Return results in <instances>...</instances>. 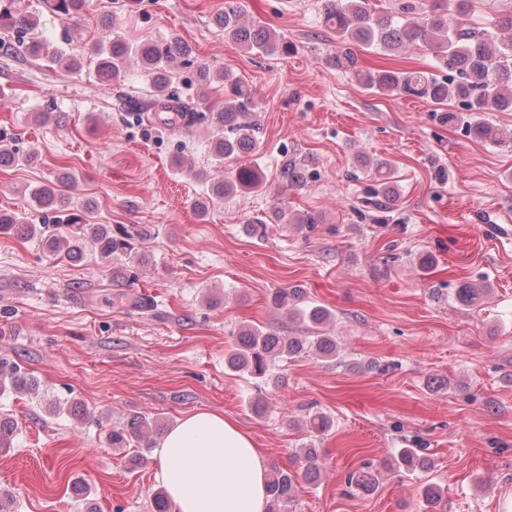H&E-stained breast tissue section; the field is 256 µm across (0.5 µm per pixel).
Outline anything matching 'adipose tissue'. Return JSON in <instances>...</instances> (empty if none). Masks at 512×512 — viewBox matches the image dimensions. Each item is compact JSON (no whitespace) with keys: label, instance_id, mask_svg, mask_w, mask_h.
<instances>
[{"label":"adipose tissue","instance_id":"obj_1","mask_svg":"<svg viewBox=\"0 0 512 512\" xmlns=\"http://www.w3.org/2000/svg\"><path fill=\"white\" fill-rule=\"evenodd\" d=\"M156 458V476L176 512H266L261 450L224 414L185 416L163 435Z\"/></svg>","mask_w":512,"mask_h":512}]
</instances>
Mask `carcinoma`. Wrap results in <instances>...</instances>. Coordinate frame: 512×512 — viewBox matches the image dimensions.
<instances>
[{
    "label": "carcinoma",
    "instance_id": "1",
    "mask_svg": "<svg viewBox=\"0 0 512 512\" xmlns=\"http://www.w3.org/2000/svg\"><path fill=\"white\" fill-rule=\"evenodd\" d=\"M51 12L66 19L85 16L89 0H43ZM469 0H434L428 7L420 8L412 0L399 4L387 12L369 8V0H321V18L325 28L336 34V51L328 58L329 65L344 71L364 89L377 94L395 97L412 96L441 106V118L446 122L461 120L459 113H468L464 121L467 133L476 138L499 143L498 128L483 119L487 112H512V12L494 20L499 34L485 38L471 28L466 20ZM214 21L224 30V36L246 52L267 56H284L290 45L285 39L263 25L243 19L240 6L227 0L224 10ZM39 17L22 12L15 7V0H0V31L4 37L0 45L6 48L0 54L9 56L17 48L33 57H48L58 65L77 70L81 61L67 56L59 49H50L44 42L31 38L38 26ZM374 49L383 55H396L412 46L427 49L434 57L445 62L449 75L438 78L424 69H369L361 65L353 47ZM87 54L95 61V73L102 80L119 77L130 62L139 64L150 81L154 100L144 106L128 102L133 112H151L161 125L175 129L181 125L205 123L212 128L210 156L213 173L196 171L191 163L179 159L175 165L198 180H209L208 199L198 201L195 211L203 216L210 202L234 194L244 185H257L258 177L252 167L240 168L233 177H218L224 157L249 154L258 144L256 124L247 113L255 105L251 85L239 76L195 60L190 45L180 39H148L135 45L115 33L107 43H93ZM193 68L192 77L199 85L219 82L224 88V107L217 112L205 113L193 102L172 90L173 71L178 67ZM36 155L20 146L17 135L0 128V167L31 164ZM374 184L369 188L366 208L381 209L380 198L392 193L390 172L382 162L372 163ZM283 177L292 185H301L307 179L302 164L287 165ZM76 177L63 172L35 189L31 201L41 214L43 224H29L15 213L0 211V234L12 235L19 243L39 237L44 249L50 253L65 252L70 259L80 257L86 246H91L105 260L131 256L135 242L148 234L142 224L111 228L107 224L87 222L85 211H74L68 189ZM71 229V236L63 240L46 233L50 226ZM487 293L485 288L464 284L456 291V300L470 306ZM303 292L287 288L276 293L274 303L286 310L292 319H298L310 330L308 336H281L270 329L248 325L239 332L238 341L224 358L225 365L234 372L247 373L266 382L271 378L270 365L275 360H288L306 352H313L325 359L337 356L336 340L327 327L333 316L321 306L300 307ZM35 380L20 366L0 356V391H34ZM14 421L0 416V448H9L14 436ZM164 431L163 425H152L145 417L134 416L118 428L108 432L112 448L122 450L135 446L153 448L155 436ZM399 468L425 469L429 460L417 448H401L394 456ZM348 483L355 489L372 491L377 480L373 471L362 467L348 475ZM297 475L280 467H273L268 475V512H285L294 501Z\"/></svg>",
    "mask_w": 512,
    "mask_h": 512
}]
</instances>
